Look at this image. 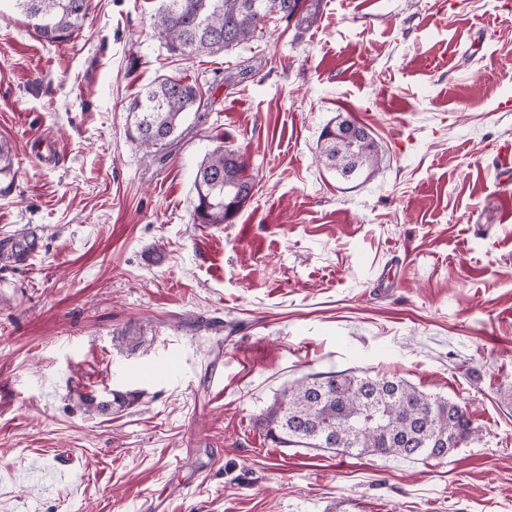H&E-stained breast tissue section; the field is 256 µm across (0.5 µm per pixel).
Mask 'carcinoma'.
I'll return each instance as SVG.
<instances>
[{
	"mask_svg": "<svg viewBox=\"0 0 512 512\" xmlns=\"http://www.w3.org/2000/svg\"><path fill=\"white\" fill-rule=\"evenodd\" d=\"M33 20L36 34L49 44L65 41L82 27L89 0H17ZM163 0L152 26L162 44L190 56L218 54L263 37L265 21L274 16L288 22L305 20L307 0ZM203 93L195 85L164 78L124 104L131 119L130 141L150 149L176 138L186 113L198 111ZM342 119L328 123L320 136L319 161L344 182L380 170L381 148L367 128L346 139L339 135ZM236 150L215 147L199 164L194 189V223L224 224L251 200L254 177ZM37 238L28 232L0 237V265L28 262ZM386 401V423H365L369 401ZM267 437L278 447L332 449L406 461L434 459L479 439L480 426L467 406L427 394L396 377L318 373L295 381L274 397L262 413Z\"/></svg>",
	"mask_w": 512,
	"mask_h": 512,
	"instance_id": "obj_1",
	"label": "carcinoma"
}]
</instances>
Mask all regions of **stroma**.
Listing matches in <instances>:
<instances>
[{
    "mask_svg": "<svg viewBox=\"0 0 512 512\" xmlns=\"http://www.w3.org/2000/svg\"><path fill=\"white\" fill-rule=\"evenodd\" d=\"M503 2L318 0L308 23L191 58L155 36L161 0H92L52 45L0 0V236L39 239L33 265L0 271V512H512ZM243 60L252 76L226 85ZM167 76L205 105L176 142L135 148L123 105ZM339 115L379 142L378 173L318 162ZM221 141L254 195L197 224ZM343 370L467 405L482 435L415 462L275 447L274 397Z\"/></svg>",
    "mask_w": 512,
    "mask_h": 512,
    "instance_id": "1",
    "label": "stroma"
}]
</instances>
